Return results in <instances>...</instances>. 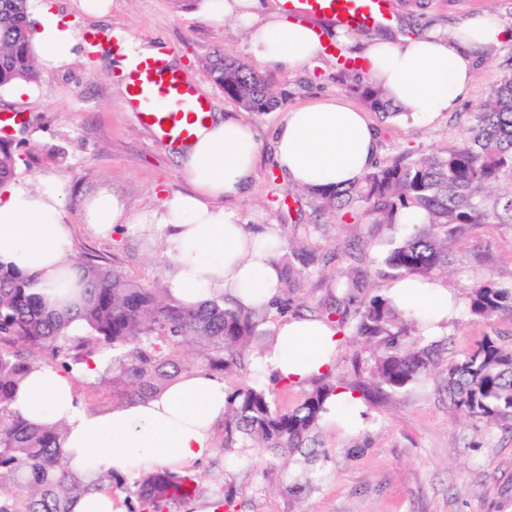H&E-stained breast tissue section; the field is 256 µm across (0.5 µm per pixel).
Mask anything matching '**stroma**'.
I'll use <instances>...</instances> for the list:
<instances>
[{
  "label": "stroma",
  "mask_w": 512,
  "mask_h": 512,
  "mask_svg": "<svg viewBox=\"0 0 512 512\" xmlns=\"http://www.w3.org/2000/svg\"><path fill=\"white\" fill-rule=\"evenodd\" d=\"M109 13L92 16L80 0H55L76 31H119L129 38L173 47L185 74L213 109L243 116L259 141L257 176L239 199L228 202L252 224H272L284 238H300L308 224L323 234L314 245L333 249L353 237V228L327 219L307 192L285 183L272 160V131L283 108L243 113L203 67L213 51L251 60L245 22L206 13L201 0H111ZM394 18L385 33L411 36L422 29L453 28L467 16L490 11L512 26V0H389ZM271 89L288 105L317 96L357 100L354 77L340 74L336 59L322 55L302 71L288 73L266 66ZM512 77V45L483 52L471 93L451 113L427 124L400 115L370 113L380 156L405 153L418 158L458 141L471 114L501 79ZM32 96L15 98L0 90V113L20 112L28 123L15 139L31 154L19 178L44 174L68 182L66 221L72 224L79 262L118 266L129 278L165 294L168 264L160 244L146 233L94 236L82 219V203L107 190L136 212L161 205L183 191L178 165L165 144L142 128L126 107L125 89L103 70L83 60L66 68L40 71ZM466 261L445 278L457 295L486 273L512 278V227L482 226L460 242ZM486 336L512 341V317L475 319L467 312L450 320L437 340L447 359L460 357ZM228 389L259 385L277 407H294L302 388L276 382L248 370L226 376ZM368 425L352 433L322 422L316 444L274 456L262 448H224V423L214 425L219 450L193 474L213 500L222 490L219 512H512V432L496 425H472L455 411L437 378L383 403H365Z\"/></svg>",
  "instance_id": "obj_1"
}]
</instances>
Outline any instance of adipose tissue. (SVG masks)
Segmentation results:
<instances>
[{
	"mask_svg": "<svg viewBox=\"0 0 512 512\" xmlns=\"http://www.w3.org/2000/svg\"><path fill=\"white\" fill-rule=\"evenodd\" d=\"M218 17L245 20L250 51L258 60L295 72L336 43L345 55L364 60L363 82L381 88L402 116L427 123L456 110L470 94L479 51L512 43V28L492 12L469 16L452 30L358 39L334 27L318 33L289 18L275 0H216ZM32 43L45 66L61 68L83 53L71 23L53 0H41ZM274 160L295 187H346L372 169L379 156L367 113L345 97L329 96L289 107L273 131ZM259 143L243 121L212 113L188 147L177 150L188 184L150 213L128 210L107 192L84 205L85 222L97 235L157 232L170 258L164 277L169 294L194 306L216 295L242 305L268 304L282 291L276 254L282 244L270 226L247 224L225 210L256 175ZM68 192L62 177L41 176L37 185L16 180L0 191V264L33 277L51 302H59L58 268L75 248L65 222ZM386 295L398 311L427 320L438 330L455 310L447 287L413 277L395 281ZM276 340L254 359L280 381L302 386L334 363L339 334L333 323L287 317ZM112 363L99 352L67 371L55 365L33 370L17 388L13 412L34 425L64 424L62 446L69 469L86 479L105 473L139 478L160 468L180 473L216 452L214 425L224 415L223 378L201 369L185 372L160 394L109 411H92L76 393L77 378H93Z\"/></svg>",
	"mask_w": 512,
	"mask_h": 512,
	"instance_id": "1",
	"label": "adipose tissue"
}]
</instances>
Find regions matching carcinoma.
<instances>
[{
  "label": "carcinoma",
  "mask_w": 512,
  "mask_h": 512,
  "mask_svg": "<svg viewBox=\"0 0 512 512\" xmlns=\"http://www.w3.org/2000/svg\"><path fill=\"white\" fill-rule=\"evenodd\" d=\"M32 0H0V90L17 82L32 84L39 72L30 44ZM216 85L245 112H267L281 104L267 74L242 59L220 53L205 58ZM374 112L393 109L372 85L356 88ZM27 163L0 136V187ZM512 174V78H504L479 105L463 137L447 148L410 160L404 156L376 162L363 178L343 188L314 187L307 192L321 209L355 228L344 248L321 254L304 243L286 242L277 262L284 289L294 291L316 278L336 288L321 318L338 332L354 336L371 351L369 380L352 390H373L384 398L401 395L431 375L453 408L471 421L512 428V345L486 336L461 357L445 362L438 345L419 338L420 325L403 317L376 295L366 300L371 275L362 266L364 249L376 232L397 225L404 209L420 210L422 224L402 227L381 255L393 277L435 280L462 261L453 245L479 225L512 224V192L493 202L488 196ZM336 262V271L325 268ZM82 298L64 308L48 305L33 279L0 267V512H68L69 501L88 485L67 469L62 427L27 423L11 409L20 382L43 364L70 369L102 348L112 350V388L129 401L163 390L179 374L200 366L226 375L245 371L255 355L253 342L268 310L224 306V298L195 307L166 300L118 268L82 265ZM471 315L489 319L512 315V279L488 275L465 292ZM85 324L72 338L70 322ZM322 374L309 381L301 402L275 406L270 393L247 386L229 394L224 411V447L265 448L271 452L303 448L328 413L326 401L337 386ZM99 489L116 486L137 502L129 512H172L202 494L190 475L167 469L147 473L126 485L115 474L99 477Z\"/></svg>",
  "instance_id": "obj_1"
}]
</instances>
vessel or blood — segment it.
<instances>
[{"label": "vessel or blood", "instance_id": "b4317fda", "mask_svg": "<svg viewBox=\"0 0 512 512\" xmlns=\"http://www.w3.org/2000/svg\"><path fill=\"white\" fill-rule=\"evenodd\" d=\"M285 6L294 19L308 23L328 20L357 30L391 21L388 0H285ZM171 52V47L158 43L150 51L133 55L124 87L138 123L175 148L194 139L208 101L170 64Z\"/></svg>", "mask_w": 512, "mask_h": 512}]
</instances>
